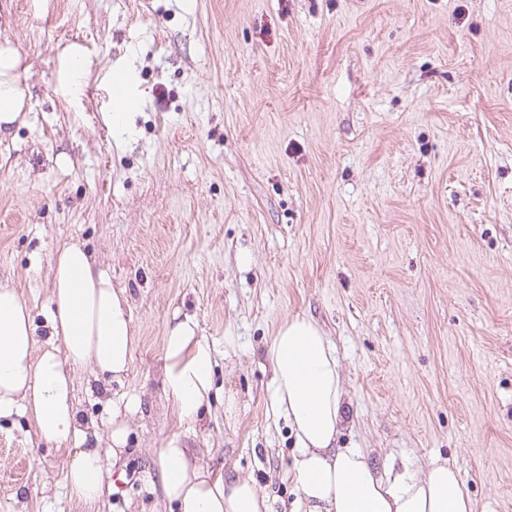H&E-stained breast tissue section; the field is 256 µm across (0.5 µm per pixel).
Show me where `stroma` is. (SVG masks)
<instances>
[{"label": "stroma", "instance_id": "1", "mask_svg": "<svg viewBox=\"0 0 512 512\" xmlns=\"http://www.w3.org/2000/svg\"><path fill=\"white\" fill-rule=\"evenodd\" d=\"M4 39L32 98L0 139V285L46 338L51 254L79 242L131 310L111 393L142 412L103 512H169L156 450L172 432L267 512H304L265 358L294 316L336 347L343 446L448 459L474 512H512V0H0ZM69 43L92 60L75 97L57 81ZM124 71L119 132L103 90ZM177 313L216 350L192 424L162 391ZM77 379L107 447L109 406ZM62 464L29 418L1 419L0 512H83Z\"/></svg>", "mask_w": 512, "mask_h": 512}]
</instances>
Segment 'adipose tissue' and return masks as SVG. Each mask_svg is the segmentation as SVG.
I'll return each instance as SVG.
<instances>
[{"label":"adipose tissue","mask_w":512,"mask_h":512,"mask_svg":"<svg viewBox=\"0 0 512 512\" xmlns=\"http://www.w3.org/2000/svg\"><path fill=\"white\" fill-rule=\"evenodd\" d=\"M27 68L10 42L0 43V138L28 106ZM45 315L49 335L38 340L32 306L16 288L0 286V419L30 417L45 444L66 445L64 486L85 512H99L112 491L111 463L128 444V420L139 398L113 401L110 446L87 447L76 398V374L107 394L130 370L132 317L124 289L76 243L58 247ZM163 389L181 420H195L214 386L213 350L193 316L175 318L162 338ZM274 413L289 425L297 449L294 480L305 512H473L455 466L439 457L425 468L376 466L360 448L339 440L351 417L336 348L313 320L296 316L277 329L266 350ZM164 497L179 512H266L249 480L212 477L192 462L179 435L157 450Z\"/></svg>","instance_id":"obj_1"}]
</instances>
